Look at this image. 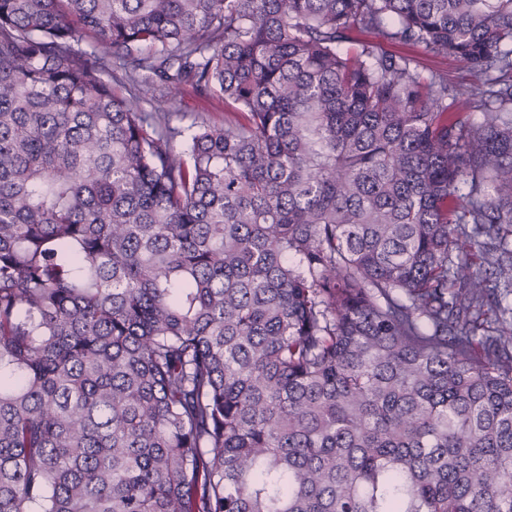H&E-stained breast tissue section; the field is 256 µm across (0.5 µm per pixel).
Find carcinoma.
Segmentation results:
<instances>
[{"mask_svg":"<svg viewBox=\"0 0 512 512\" xmlns=\"http://www.w3.org/2000/svg\"><path fill=\"white\" fill-rule=\"evenodd\" d=\"M511 234L512 0H0V512H512ZM426 72L433 71L448 77V82L454 84H469L474 81L472 77L460 64L452 57L446 56H424L422 57ZM163 109L176 112L173 125L189 126L199 116L216 121L224 120V97L216 93H202L191 85H184L176 98L171 101L158 102Z\"/></svg>","mask_w":512,"mask_h":512,"instance_id":"1","label":"carcinoma"}]
</instances>
